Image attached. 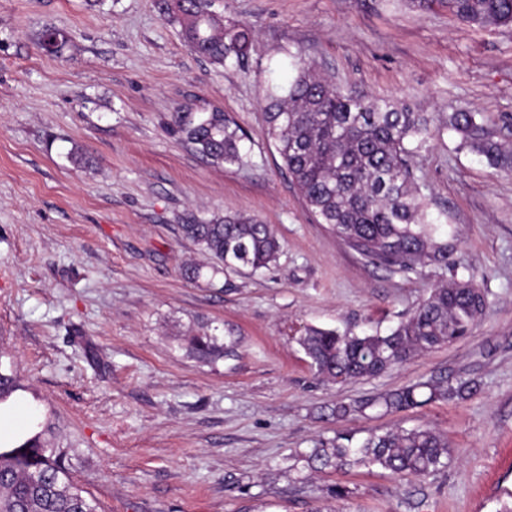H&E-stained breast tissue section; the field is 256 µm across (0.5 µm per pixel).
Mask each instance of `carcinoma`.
Returning a JSON list of instances; mask_svg holds the SVG:
<instances>
[{"instance_id":"1","label":"carcinoma","mask_w":512,"mask_h":512,"mask_svg":"<svg viewBox=\"0 0 512 512\" xmlns=\"http://www.w3.org/2000/svg\"><path fill=\"white\" fill-rule=\"evenodd\" d=\"M427 9L438 3L458 20L482 26H511L512 0H411ZM167 9L198 55L220 65L245 68L252 48L246 23L224 22L212 0H170ZM283 93L265 98L267 135L281 155L307 207L367 262L390 271L417 273L427 265L448 266V242L429 218L426 196L417 187L413 154L443 130L459 147L484 156L495 168H512V152L495 140L481 112H450L433 125L425 112L376 100L323 79L303 52L291 55ZM172 129L184 143L217 165L243 163V133L220 109L197 116L172 114ZM183 238L224 268H268L280 240L270 224L241 213L210 218L194 215L180 225ZM487 307V294L472 281L441 283L416 310L385 335L340 333L309 327L297 342L324 382L344 385L377 377L416 353L467 337ZM203 325L187 337L197 359L215 362L236 356L238 338ZM20 390L12 366L0 361V404ZM478 390L471 379L416 382L379 395L336 402L328 415L344 419L368 410L393 414L437 401L465 399ZM70 449L49 448L43 432L24 434L0 446V512H100L99 503L75 485L66 462ZM448 438L428 427L371 433L362 441L346 433L301 456L310 469L378 467L408 477H425L446 465Z\"/></svg>"}]
</instances>
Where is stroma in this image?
Segmentation results:
<instances>
[{
	"label": "stroma",
	"mask_w": 512,
	"mask_h": 512,
	"mask_svg": "<svg viewBox=\"0 0 512 512\" xmlns=\"http://www.w3.org/2000/svg\"><path fill=\"white\" fill-rule=\"evenodd\" d=\"M213 9L251 25L248 71L192 52L163 0H0V355L24 385L19 430L48 423L47 444L73 449L69 476L103 512H512V169L448 132L417 152L455 263L396 273L315 221L263 115L300 49L335 84L437 118L484 113L512 144V27L410 0ZM47 28L58 51L39 46ZM216 107L245 136L244 164L211 165L169 131L172 113ZM224 212L272 225L277 261L186 282L181 266L206 257L182 217ZM452 278L488 296L468 337L341 387L314 376L305 328L388 333ZM200 323L233 330L237 357L193 358L186 337ZM439 377L478 390L387 415L321 414ZM418 426L450 450L423 478L298 465L341 432Z\"/></svg>",
	"instance_id": "35a3bbf8"
}]
</instances>
